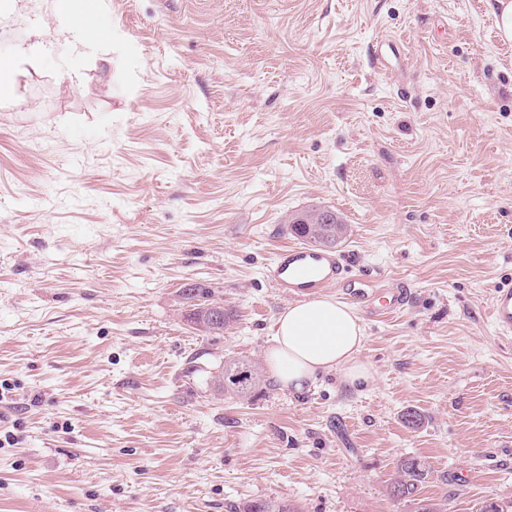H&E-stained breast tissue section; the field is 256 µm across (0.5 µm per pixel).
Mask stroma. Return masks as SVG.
<instances>
[{
  "label": "stroma",
  "mask_w": 512,
  "mask_h": 512,
  "mask_svg": "<svg viewBox=\"0 0 512 512\" xmlns=\"http://www.w3.org/2000/svg\"><path fill=\"white\" fill-rule=\"evenodd\" d=\"M112 30L77 54L53 0H12L0 57L53 46L0 101V512H414L400 458L448 512L512 506V42L493 0H80ZM312 207L352 274L372 380L282 389L264 353L289 296L265 271ZM208 286L223 333L184 317ZM228 359L261 370L246 398ZM422 418L412 427L406 411ZM311 211H307L302 214H307V213H310ZM302 214L292 217L291 220L296 218L294 220L295 222L303 221L305 224H289L288 225L290 233H292L296 237L302 238L305 241L308 240L309 242H312V239L320 240V238H318V236H320L325 230H327L329 232L327 236L331 237L329 243H334V244L332 246H327L325 248H335L337 245L341 244L346 239L347 225L341 224V222H339L336 215H335L336 223L332 224V221H333L332 218H334V217H332L333 214L328 211L315 212L309 218L310 222L306 218H302V216H300ZM310 223L317 228H320V226L323 224H329V225H327V228L322 227L321 230H316L312 226L308 227V225H306V224H310ZM489 313L501 335L512 336V285H500L492 289ZM228 368H231V372H228ZM221 374L218 385L224 390V393L240 397L247 396L259 383L257 369L253 365L240 360L230 359L225 361L224 372ZM411 459L415 462H408ZM397 478L391 484L390 496L396 501L406 500L416 506L415 512H447V498L440 503L430 499L421 498L419 492L423 483L429 476L430 470L419 457L408 456L399 459L397 465Z\"/></svg>",
  "instance_id": "35a3bbf8"
}]
</instances>
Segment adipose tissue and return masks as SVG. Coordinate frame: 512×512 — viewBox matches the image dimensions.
Segmentation results:
<instances>
[{
    "label": "adipose tissue",
    "instance_id": "adipose-tissue-1",
    "mask_svg": "<svg viewBox=\"0 0 512 512\" xmlns=\"http://www.w3.org/2000/svg\"><path fill=\"white\" fill-rule=\"evenodd\" d=\"M53 18L86 55H99L112 37L97 18L80 16L74 0H54ZM47 53L45 43L37 39L12 56L0 58V100L14 96L20 66L38 63ZM364 341V327L353 309L323 296L294 302L282 311L265 360L278 384L293 392L304 391L321 375L332 372L342 383L354 386L372 378L370 366L358 358Z\"/></svg>",
    "mask_w": 512,
    "mask_h": 512
}]
</instances>
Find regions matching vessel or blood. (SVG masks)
Returning <instances> with one entry per match:
<instances>
[{
    "label": "vessel or blood",
    "mask_w": 512,
    "mask_h": 512,
    "mask_svg": "<svg viewBox=\"0 0 512 512\" xmlns=\"http://www.w3.org/2000/svg\"><path fill=\"white\" fill-rule=\"evenodd\" d=\"M266 277L283 293L304 299L330 286L343 288L345 294L364 296L359 280L346 277L339 254L291 244L280 249L267 269ZM489 313L501 335H512V285L494 287Z\"/></svg>",
    "instance_id": "obj_1"
}]
</instances>
